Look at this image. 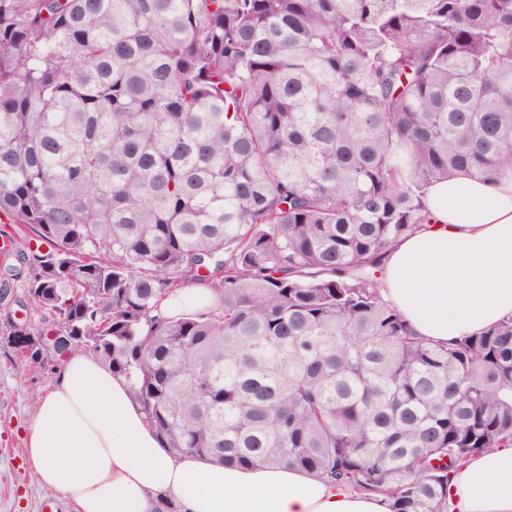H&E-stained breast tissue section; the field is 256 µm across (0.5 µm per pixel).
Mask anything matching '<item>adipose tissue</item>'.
<instances>
[{"label":"adipose tissue","instance_id":"ef3b65f1","mask_svg":"<svg viewBox=\"0 0 512 512\" xmlns=\"http://www.w3.org/2000/svg\"><path fill=\"white\" fill-rule=\"evenodd\" d=\"M432 223L403 237L381 294L413 331L446 342L512 315V176L430 186ZM36 482L75 512H390L383 497L293 468L224 467L163 448L124 378L74 354L26 432ZM449 512H512V447L473 454L452 476Z\"/></svg>","mask_w":512,"mask_h":512}]
</instances>
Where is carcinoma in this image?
<instances>
[{"instance_id":"carcinoma-1","label":"carcinoma","mask_w":512,"mask_h":512,"mask_svg":"<svg viewBox=\"0 0 512 512\" xmlns=\"http://www.w3.org/2000/svg\"><path fill=\"white\" fill-rule=\"evenodd\" d=\"M506 174L512 0H0V214L48 245L7 344L71 337L173 454L448 512L512 447V316L426 342L378 272ZM212 300L211 292L206 288H189L166 300L162 309L168 314H175L191 307H203Z\"/></svg>"}]
</instances>
